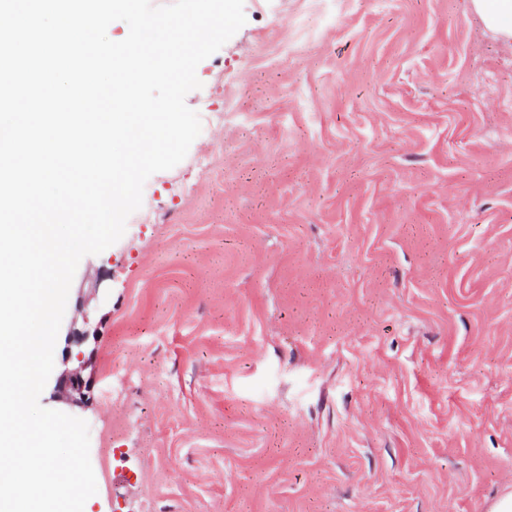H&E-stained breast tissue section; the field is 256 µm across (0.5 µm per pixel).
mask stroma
I'll list each match as a JSON object with an SVG mask.
<instances>
[{
    "instance_id": "stroma-1",
    "label": "stroma",
    "mask_w": 512,
    "mask_h": 512,
    "mask_svg": "<svg viewBox=\"0 0 512 512\" xmlns=\"http://www.w3.org/2000/svg\"><path fill=\"white\" fill-rule=\"evenodd\" d=\"M202 130L84 257L83 512H490L512 491V41L471 0H244Z\"/></svg>"
}]
</instances>
